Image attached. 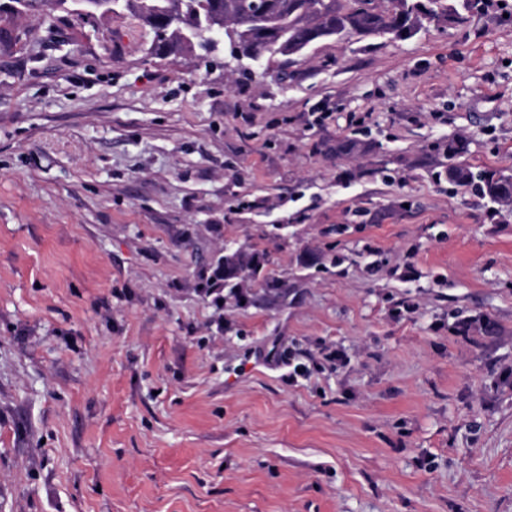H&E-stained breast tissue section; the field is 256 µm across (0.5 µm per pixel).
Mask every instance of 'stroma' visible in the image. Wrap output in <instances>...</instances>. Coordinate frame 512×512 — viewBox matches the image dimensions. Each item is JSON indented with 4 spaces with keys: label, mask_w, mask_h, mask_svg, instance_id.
Returning a JSON list of instances; mask_svg holds the SVG:
<instances>
[{
    "label": "stroma",
    "mask_w": 512,
    "mask_h": 512,
    "mask_svg": "<svg viewBox=\"0 0 512 512\" xmlns=\"http://www.w3.org/2000/svg\"><path fill=\"white\" fill-rule=\"evenodd\" d=\"M14 29L0 512H512V205L438 175L458 138L512 174V0L283 82L155 56L125 10ZM228 248L286 299L202 298ZM322 146L326 153L336 155V157L364 154L371 147L369 143L351 136L337 138L336 143Z\"/></svg>",
    "instance_id": "1"
}]
</instances>
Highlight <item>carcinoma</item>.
<instances>
[{"label":"carcinoma","instance_id":"cac0c4a2","mask_svg":"<svg viewBox=\"0 0 512 512\" xmlns=\"http://www.w3.org/2000/svg\"><path fill=\"white\" fill-rule=\"evenodd\" d=\"M84 20L96 14L109 12V5L121 4L144 23L160 13L177 15L179 27L166 36L154 38L152 51L156 55H170L195 47L210 55L216 44L203 32L209 23L224 15V9L243 8L262 15L264 24L259 28H244L235 34L237 46L252 51L259 57L282 56L288 60L301 55L310 46L323 42L348 39L354 36L371 37L391 34L396 38L412 36L422 20L434 22H461L462 12L470 10L479 0H458L461 8L448 6L447 0H388L381 8L375 0H55L64 6L67 2ZM42 0H8L0 3V21L19 13H34ZM370 144L356 137L345 136L334 144L324 145V151L338 157L364 154ZM466 143L452 141L442 151L445 162L442 174L448 181L468 187L477 184L480 195L492 203L512 201V175L497 172L474 174L457 158L465 153ZM265 259L258 251L235 249L217 257L216 278L200 277L197 288H224L226 296L239 303L249 301L244 291L248 280L264 281L265 287L274 290L280 284L263 276Z\"/></svg>","mask_w":512,"mask_h":512}]
</instances>
